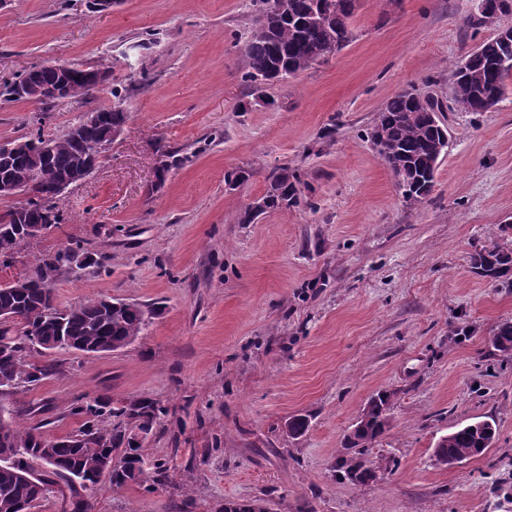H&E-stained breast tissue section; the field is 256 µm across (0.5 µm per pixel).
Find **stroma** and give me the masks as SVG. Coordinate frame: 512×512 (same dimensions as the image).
<instances>
[{
	"label": "stroma",
	"mask_w": 512,
	"mask_h": 512,
	"mask_svg": "<svg viewBox=\"0 0 512 512\" xmlns=\"http://www.w3.org/2000/svg\"><path fill=\"white\" fill-rule=\"evenodd\" d=\"M250 0H0V83L49 61L109 69L106 86L58 102L63 135L121 94L123 134L57 202L63 222L14 255L0 281L30 273L69 241L101 266L55 285L59 306L97 296L162 308L130 346L60 350L59 372L0 396L34 403L55 438L79 395L147 398L167 409L146 443L169 486L113 491L93 512H221L268 495L279 512H512V359L489 339L512 320V287L470 256L512 246V77L488 112H444L451 138L428 197L407 202L365 134L392 94L447 98L454 65L491 27L478 0H357L352 41L309 70L257 89L242 79ZM38 104L0 96V141L27 132ZM183 157L157 183L164 151ZM302 195L287 212L239 221L281 166ZM253 172L235 191L224 175ZM395 395L392 427L370 450L376 478L335 466L366 401ZM306 414L300 438L283 431ZM492 419V448L456 468L437 440Z\"/></svg>",
	"instance_id": "obj_1"
}]
</instances>
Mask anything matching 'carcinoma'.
I'll return each mask as SVG.
<instances>
[{"label":"carcinoma","mask_w":512,"mask_h":512,"mask_svg":"<svg viewBox=\"0 0 512 512\" xmlns=\"http://www.w3.org/2000/svg\"><path fill=\"white\" fill-rule=\"evenodd\" d=\"M356 0H252L251 37L243 55L242 78L252 86L271 84L295 77L321 59L343 49L352 39L349 20ZM485 11L471 24L486 26V15L512 22V0H482ZM512 75V48L496 36L479 43L456 66L450 90L451 106L430 92L399 91L384 103L367 138L392 172L403 198L419 201L432 191L440 157L442 130L433 121L437 112L449 108L458 112H488L504 93V80ZM114 101L98 108L102 118L96 126H70L60 137L44 133L42 122L34 120L29 134L14 139L16 156L0 160V178L34 175L33 197L10 207L0 215V255L14 254L30 242L26 227L39 224L48 231L62 222L53 205L60 179L79 167L81 160L99 157V146L110 141L112 129L127 122L128 112L118 92ZM246 168L225 174L228 189L235 190L249 180ZM298 175L286 166L268 178L265 192L244 205L241 223L252 224L272 211H286L301 195ZM98 266L100 261L82 243L66 246L49 258L38 260L30 274L0 282V310L17 316L0 322V388L32 389L57 373V364L31 360V353L46 355L56 349H72L86 355L113 352L131 345L149 325L157 310L148 306L109 301L99 296L69 307L54 303L53 288L43 282L45 269L52 267L63 276L72 264ZM473 272L480 277L512 285V247H497L471 256ZM490 347L504 358L512 356V321L501 322L490 338ZM392 394L379 392L366 403L368 420L354 427L344 440L340 461L342 478L365 485L375 477L368 465V452L390 428ZM32 414L35 407L7 408L0 405V512H35L51 497L71 507V512H91L93 494L87 485L97 486L103 474L110 476L112 491L118 492L147 483L156 487L169 478L166 463L145 457L144 443L153 435L165 413L160 403L131 400L114 406L104 398L76 397L66 417L77 419L74 428L60 440L46 437L39 426L17 428L19 413ZM306 415H296L284 424L288 437L296 439L309 429ZM497 438L495 422L479 420L457 426L436 443L441 455L450 460H468L493 447ZM49 449L55 463L39 470L33 480L20 476L19 457L35 469L42 451ZM223 512H273V501L257 497L245 502L228 501Z\"/></svg>","instance_id":"1"}]
</instances>
